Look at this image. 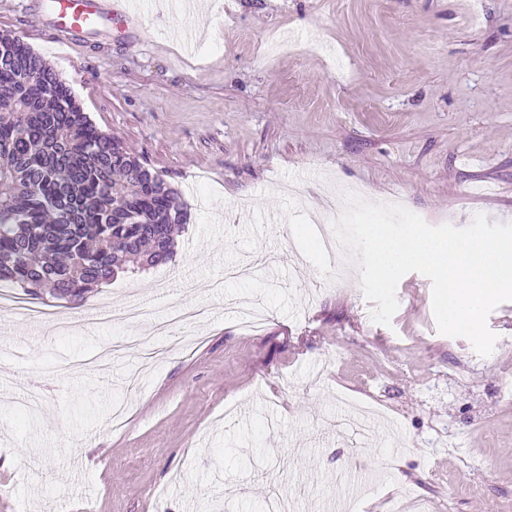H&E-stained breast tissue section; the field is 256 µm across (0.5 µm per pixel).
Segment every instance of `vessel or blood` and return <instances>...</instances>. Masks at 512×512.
Listing matches in <instances>:
<instances>
[{"instance_id": "vessel-or-blood-1", "label": "vessel or blood", "mask_w": 512, "mask_h": 512, "mask_svg": "<svg viewBox=\"0 0 512 512\" xmlns=\"http://www.w3.org/2000/svg\"><path fill=\"white\" fill-rule=\"evenodd\" d=\"M39 9L67 43L130 32L140 15L136 0H44Z\"/></svg>"}]
</instances>
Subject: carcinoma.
<instances>
[{"instance_id": "1", "label": "carcinoma", "mask_w": 512, "mask_h": 512, "mask_svg": "<svg viewBox=\"0 0 512 512\" xmlns=\"http://www.w3.org/2000/svg\"><path fill=\"white\" fill-rule=\"evenodd\" d=\"M0 282L80 299L170 263L178 192L100 131L51 66L0 34Z\"/></svg>"}]
</instances>
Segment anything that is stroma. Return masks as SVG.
Instances as JSON below:
<instances>
[{
    "label": "stroma",
    "mask_w": 512,
    "mask_h": 512,
    "mask_svg": "<svg viewBox=\"0 0 512 512\" xmlns=\"http://www.w3.org/2000/svg\"><path fill=\"white\" fill-rule=\"evenodd\" d=\"M35 2L0 0V34L29 32L189 217L168 265L35 299L66 333L0 310V512H512V301L487 357L439 332L417 272L376 323L357 266L326 286L308 220L361 188L432 226L512 222V0H223L183 39L182 0H140L138 36L73 46ZM132 301L206 314L148 358L135 326L85 321Z\"/></svg>",
    "instance_id": "stroma-1"
}]
</instances>
